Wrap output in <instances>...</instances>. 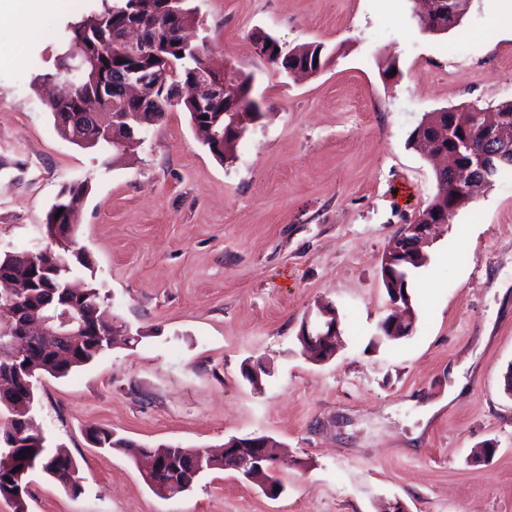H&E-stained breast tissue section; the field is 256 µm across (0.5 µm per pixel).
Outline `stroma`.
Wrapping results in <instances>:
<instances>
[{
  "mask_svg": "<svg viewBox=\"0 0 512 512\" xmlns=\"http://www.w3.org/2000/svg\"><path fill=\"white\" fill-rule=\"evenodd\" d=\"M55 3L34 30L0 19V252L45 245L61 188L89 180L77 238L90 265L75 274L141 338L43 378L36 418L79 462L81 490L33 471L28 512H381L395 499L407 512H512V183L437 228L409 281L412 334L378 332L387 243L437 192L412 131L429 112L512 100V30L492 23L505 0H472L443 34L418 23V0H190L193 42L253 74L262 107L224 161L178 107L123 155L62 138L37 76L103 2ZM259 32L323 44L326 63L291 78L256 54ZM324 303L343 333L319 364L297 334ZM258 364L256 388L244 370ZM454 367L463 391L429 412ZM91 428L212 450L265 435L284 490L215 469L164 498L134 456L95 448ZM483 446L495 454L474 462Z\"/></svg>",
  "mask_w": 512,
  "mask_h": 512,
  "instance_id": "stroma-1",
  "label": "stroma"
}]
</instances>
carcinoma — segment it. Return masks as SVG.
<instances>
[{
  "mask_svg": "<svg viewBox=\"0 0 512 512\" xmlns=\"http://www.w3.org/2000/svg\"><path fill=\"white\" fill-rule=\"evenodd\" d=\"M438 7L422 24L433 33L450 30L459 25L460 19L453 16L450 8L457 7L467 13L470 0H436ZM151 0H118L104 4L103 10L70 27L67 48L56 55L50 71L41 75L62 87V98L47 106L54 124L61 136H66L67 113L62 108L74 107L85 99L97 95L98 87L87 79L65 80V73L74 64L73 49L81 44L98 51L100 72L107 75L116 71L138 70L158 65L156 78L161 80L156 93L157 101L148 105L144 117L158 121L164 112L174 107L171 89L180 79H189L193 70L204 63L199 49L189 43L180 50L170 46L183 41L177 30L164 29L163 19L150 15L148 20L163 29L159 40L144 49V55L136 60L108 44L110 31L122 25L128 11L138 7L148 14ZM233 93L239 97L240 109L249 116L261 111L260 104L251 98L253 76L238 69L234 70ZM112 109L105 112L98 125L89 129L90 138L79 143L81 147H112V125L140 129L133 108H125L121 97L112 94ZM482 109L473 105L451 110L455 120L454 132H467L476 141L488 137V129L479 117ZM242 135L233 133L226 143L202 139L210 153L219 159L230 158L224 154L237 144ZM89 181H75L64 186L59 198L47 215L46 224L62 225V238L55 241L57 249L35 246L30 249L0 252V270L3 277L13 283L11 288H0V338H13L18 353L15 356L0 357V498L11 503L13 512H28V475L39 469L66 490H79V465L75 459L60 449L53 450L46 445V437L37 422L34 407L37 384L40 378L50 375L54 378L67 376L83 367L112 346L109 333L119 324L117 316L104 304L99 289L88 285L83 289L70 287L74 268L89 265L87 254L78 245L76 222L71 214L79 210L89 194ZM469 194L468 182L460 179L451 192L437 184V192L431 200L433 209L448 205L449 201L459 202ZM63 213H58V210ZM72 303L79 307L86 318L89 332L73 339H50L30 329L41 323L58 303ZM87 439L95 447L106 451L129 452L133 444L123 437L105 429H90ZM29 453H24V450ZM138 452L153 458L154 468L144 475L150 488L163 494L166 479H175L176 491L190 489L200 475L208 470L224 468V457L209 454L197 448L159 445L140 448Z\"/></svg>",
  "mask_w": 512,
  "mask_h": 512,
  "instance_id": "carcinoma-1",
  "label": "carcinoma"
}]
</instances>
